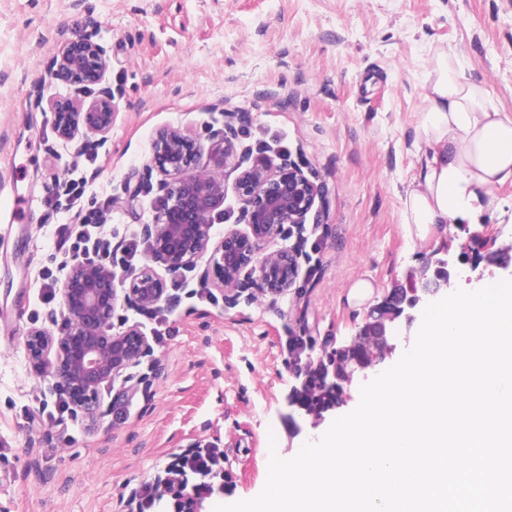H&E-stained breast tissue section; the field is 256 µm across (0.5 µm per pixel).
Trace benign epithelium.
I'll return each mask as SVG.
<instances>
[{
    "label": "benign epithelium",
    "instance_id": "7a95c632",
    "mask_svg": "<svg viewBox=\"0 0 512 512\" xmlns=\"http://www.w3.org/2000/svg\"><path fill=\"white\" fill-rule=\"evenodd\" d=\"M55 79L64 86H97L106 79L109 61L105 47L88 36L69 40L53 60ZM57 138L78 152L96 151L112 132L118 103L110 94L89 101L68 95L48 103ZM236 112L224 113V147L218 164L237 172L235 191L242 203L243 228L229 227L216 236V211L224 205V178L195 170L201 145L177 127L155 134L148 171L156 173L160 208L144 237L151 254L169 272L194 269L204 263L200 280L224 293V303L236 304L242 293L282 295L301 273L302 250L285 246L259 255L260 244L290 232L302 241L311 215H319L316 203L323 190L289 160L275 161L271 149H238L234 139ZM457 277L455 260L428 258L420 274L410 275L409 286L384 302L383 312L367 321L355 338L338 347L326 359L297 372L298 385L288 398L289 417L297 422L318 417L342 401L346 390L361 375L395 352L396 336L390 324L399 318L412 323V311L420 302L451 288ZM63 328L54 335L32 327L25 349L33 372L48 382L49 390L66 396L95 431L104 416L100 390L111 385L131 366L151 352L149 337L137 324L112 332L117 307L150 310L167 299L165 278L152 266H144L126 280H118L112 268L76 259L61 288ZM313 386L326 394V402L313 408L301 393ZM178 466L164 469L146 484L144 492L154 512H201L197 485L175 476Z\"/></svg>",
    "mask_w": 512,
    "mask_h": 512
}]
</instances>
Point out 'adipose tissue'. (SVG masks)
<instances>
[{
  "instance_id": "1",
  "label": "adipose tissue",
  "mask_w": 512,
  "mask_h": 512,
  "mask_svg": "<svg viewBox=\"0 0 512 512\" xmlns=\"http://www.w3.org/2000/svg\"><path fill=\"white\" fill-rule=\"evenodd\" d=\"M413 141L417 172L402 222L422 240L438 225L478 219L497 187L512 185V114L475 80L458 55L436 48L422 86Z\"/></svg>"
}]
</instances>
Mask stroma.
I'll return each instance as SVG.
<instances>
[{
  "mask_svg": "<svg viewBox=\"0 0 512 512\" xmlns=\"http://www.w3.org/2000/svg\"><path fill=\"white\" fill-rule=\"evenodd\" d=\"M78 36L106 46V81L92 93L119 104L92 165L56 137L47 107L60 92L49 68ZM438 47L512 111V0H0V512H128L132 490L193 448L223 458L224 491L203 496L201 512L254 498L270 451L294 457L360 401L352 386L318 423L293 429L296 370L350 341L427 257L458 256L479 232L493 244L459 265L455 287L512 279V185L496 190L480 224L414 242L403 231L421 85ZM228 112L245 115L241 145L288 154L324 190L299 278L284 295L228 306L198 271L167 274L155 315L120 307L112 319L154 343L128 381L103 389L102 427L88 431L73 414L45 424L58 396L31 371L24 336L62 325L43 273L66 263L59 227L76 216L49 205L54 178L79 169L111 198L113 240L141 237L159 204L146 172L156 131L198 139V168L209 172ZM16 194L28 201L19 224L8 211ZM359 279L374 290L352 306Z\"/></svg>",
  "mask_w": 512,
  "mask_h": 512,
  "instance_id": "stroma-1",
  "label": "stroma"
}]
</instances>
